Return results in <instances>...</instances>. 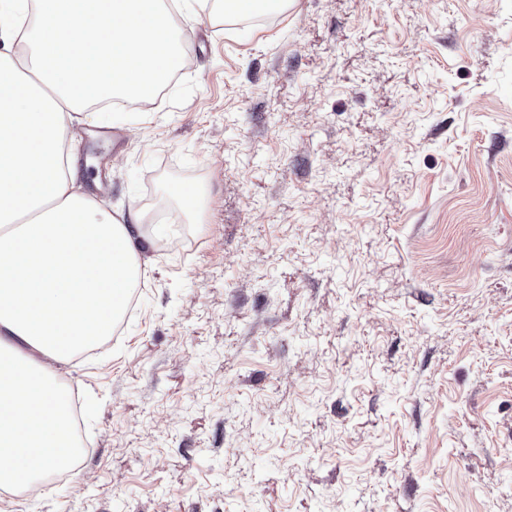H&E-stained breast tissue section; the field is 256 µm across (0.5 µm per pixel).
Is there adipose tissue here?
Returning <instances> with one entry per match:
<instances>
[{
  "mask_svg": "<svg viewBox=\"0 0 512 512\" xmlns=\"http://www.w3.org/2000/svg\"><path fill=\"white\" fill-rule=\"evenodd\" d=\"M204 0H0V488L67 465L59 368L111 335L143 268L134 225L84 190L66 146L190 66L175 38Z\"/></svg>",
  "mask_w": 512,
  "mask_h": 512,
  "instance_id": "ef3b65f1",
  "label": "adipose tissue"
}]
</instances>
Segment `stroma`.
Here are the masks:
<instances>
[{
	"instance_id": "1",
	"label": "stroma",
	"mask_w": 512,
	"mask_h": 512,
	"mask_svg": "<svg viewBox=\"0 0 512 512\" xmlns=\"http://www.w3.org/2000/svg\"><path fill=\"white\" fill-rule=\"evenodd\" d=\"M181 38L147 122L77 145L153 245L61 376L77 471L0 512H512V0L205 9Z\"/></svg>"
}]
</instances>
